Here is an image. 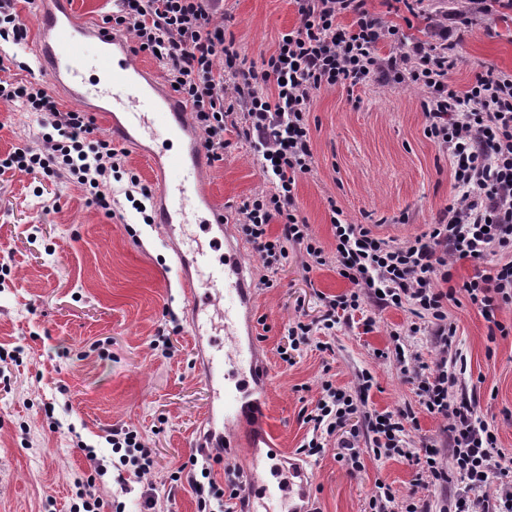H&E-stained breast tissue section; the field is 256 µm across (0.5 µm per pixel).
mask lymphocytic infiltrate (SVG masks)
Wrapping results in <instances>:
<instances>
[{
	"instance_id": "lymphocytic-infiltrate-1",
	"label": "lymphocytic infiltrate",
	"mask_w": 512,
	"mask_h": 512,
	"mask_svg": "<svg viewBox=\"0 0 512 512\" xmlns=\"http://www.w3.org/2000/svg\"><path fill=\"white\" fill-rule=\"evenodd\" d=\"M299 24L280 37L275 51L261 65L246 64L224 42V0H113L107 22L129 35L136 51L156 57L168 85L176 86L193 115L204 147L221 160L234 129L249 143L272 189L246 199L238 207L239 227L258 252L270 288L271 272L288 258L289 245L303 250L307 268L335 258L348 292L324 297V330L360 311L371 301L384 308L407 309L414 316L410 335L426 333L438 350L434 365L406 358L400 333L392 349L401 373L416 386L419 403L433 417L445 420L447 448L427 440L411 447L408 426L416 416L408 410L370 412L371 373L358 377L348 390L326 379L314 409L304 417L310 437L301 446L313 456L324 448L345 421L365 413L374 457L405 459L417 468L418 484L442 491L437 503L415 497L397 499L390 485L377 483L371 512H512V471L503 464L495 428L482 420L473 399L458 395L456 366L461 353L451 350L457 325L449 303L466 299L488 323H495L503 305H512V75L487 70L475 73L468 88L456 90L449 75L458 57L448 35L471 22L457 13L452 25L434 30V43L414 45V64L401 70L398 57L381 58L378 47L400 41L396 27L369 11L367 0H295ZM351 16L350 25L340 23ZM0 63V100L18 102L36 113L43 129L35 149H19L0 160V167L19 168L49 178L68 177L103 210L112 208V178L127 167L125 150L97 136L88 113L62 108L39 82L5 77ZM407 79L421 88L424 133L445 153L460 195L420 236L395 242L375 235L365 224L349 222L337 202H330V224L336 251L326 256L309 224L298 214L299 179L315 167L308 112L317 92L347 89L372 80ZM280 235L269 233L272 222ZM469 260L477 271L462 285L451 286L456 261ZM118 456V473L145 476L153 469L151 452L134 429H115L105 437ZM462 487L446 489L453 478ZM172 481H187L197 512H224L228 499L239 496L242 483L225 469L216 482L210 463L199 473L174 471Z\"/></svg>"
}]
</instances>
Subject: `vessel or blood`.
<instances>
[{
    "label": "vessel or blood",
    "mask_w": 512,
    "mask_h": 512,
    "mask_svg": "<svg viewBox=\"0 0 512 512\" xmlns=\"http://www.w3.org/2000/svg\"><path fill=\"white\" fill-rule=\"evenodd\" d=\"M67 0H36L38 42L34 49L36 71L63 90L67 97L85 103L87 79L81 49L87 42L98 47L97 68L108 90L101 109L112 139L117 143H134L149 137L153 126L167 129L176 139H188V147L167 152L166 167L156 170L157 196L162 204L155 222L164 237L174 244L176 261L181 265L201 268L202 273L179 280L180 299L186 312L187 324L196 340H203L206 329L200 319L203 310L224 319L226 342L223 350L209 356L199 375L207 385H215L219 372L235 373L241 378L264 380L269 376L268 363L256 338L240 341L238 314L248 299L244 246L229 239L225 210L209 194L203 175L209 155L200 139L191 138L190 108L172 92L165 91L158 73L149 72L133 61L130 43L111 26L78 21L66 5ZM145 105L146 115L130 121L136 105ZM213 237L208 244L183 251L181 244L186 224L198 212ZM223 248L222 263H213L209 248ZM231 439L215 436L214 432L197 435L196 446L203 457L217 458L219 449L233 447ZM252 470L239 499L231 503L232 512H272L281 506L282 512H313L311 475L306 465L289 460L287 468L267 467V454L259 450L258 439H251Z\"/></svg>",
    "instance_id": "obj_1"
}]
</instances>
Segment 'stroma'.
Segmentation results:
<instances>
[{"label": "stroma", "mask_w": 512, "mask_h": 512, "mask_svg": "<svg viewBox=\"0 0 512 512\" xmlns=\"http://www.w3.org/2000/svg\"><path fill=\"white\" fill-rule=\"evenodd\" d=\"M367 5L410 43L431 41L434 24L469 7L467 0H420L410 15L390 0ZM224 12L225 38L256 63L299 23L294 0H224ZM453 38L458 64L450 81L457 90L478 71L512 74V9L495 2ZM423 97L422 90L397 82H371L351 92L328 88L314 97L308 123L315 167L299 180L297 205L326 254L335 251L329 200L352 223L402 241L421 234L455 195L446 154L424 135ZM41 132L37 116L21 103L0 102V157L37 146ZM205 180L232 225L242 200L270 189L249 145L236 139ZM113 197L108 213L67 179L0 172V350L19 353L18 360L0 364L10 380L0 385V512H69L73 481L89 469L74 444L78 436L97 451L104 475L96 486L104 501L144 512L151 496L153 512H197L190 486L168 479L194 456L209 403L195 371L177 265L158 225L142 223L123 193ZM349 287L335 265L306 270L302 250L292 247L274 287L253 291L258 341L272 373L268 390L256 393L266 401L261 420L291 455L307 436L303 416L315 406L322 380L350 389L365 370L374 377L369 409L415 412L412 443L439 437L443 427L421 410L415 386L397 363L375 355L398 332L408 355L435 362L431 337L409 335L407 310L366 306L329 334H316L315 345L294 365L282 362L277 348L288 324L318 321L320 294ZM449 312L457 325L453 346L467 359L460 388L476 399L482 419L497 430L500 451L512 459V333L490 336L470 305ZM367 314L375 321L369 329ZM320 342L327 350H317ZM128 426L142 433L156 467L141 478L128 475L122 485L104 435ZM345 429L359 435L363 466L352 472L338 462L343 434L308 457L317 512H370L368 501L380 482L398 497L413 493L437 501V491L416 484L415 466L374 457L364 416L351 418Z\"/></svg>", "instance_id": "35a3bbf8"}]
</instances>
